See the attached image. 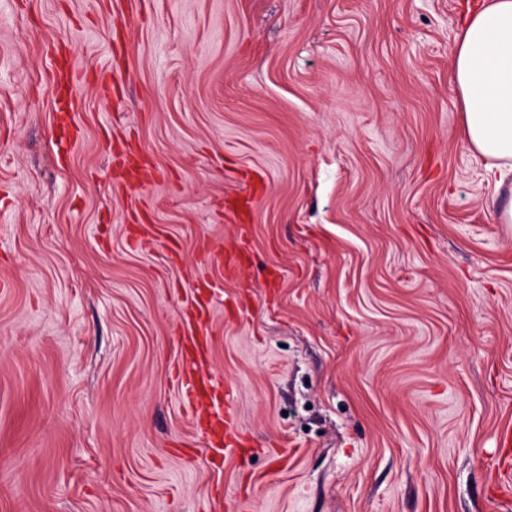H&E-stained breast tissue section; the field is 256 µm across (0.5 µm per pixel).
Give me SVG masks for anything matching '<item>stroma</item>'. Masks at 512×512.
Returning <instances> with one entry per match:
<instances>
[{
    "mask_svg": "<svg viewBox=\"0 0 512 512\" xmlns=\"http://www.w3.org/2000/svg\"><path fill=\"white\" fill-rule=\"evenodd\" d=\"M480 3L0 0V512H512V176L450 79ZM241 239L248 290L200 256ZM205 280L251 446L220 469L173 383Z\"/></svg>",
    "mask_w": 512,
    "mask_h": 512,
    "instance_id": "obj_1",
    "label": "stroma"
}]
</instances>
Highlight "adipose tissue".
I'll list each match as a JSON object with an SVG mask.
<instances>
[{
  "mask_svg": "<svg viewBox=\"0 0 512 512\" xmlns=\"http://www.w3.org/2000/svg\"><path fill=\"white\" fill-rule=\"evenodd\" d=\"M462 130L488 181L512 169V0H486L466 16L453 48Z\"/></svg>",
  "mask_w": 512,
  "mask_h": 512,
  "instance_id": "adipose-tissue-1",
  "label": "adipose tissue"
}]
</instances>
